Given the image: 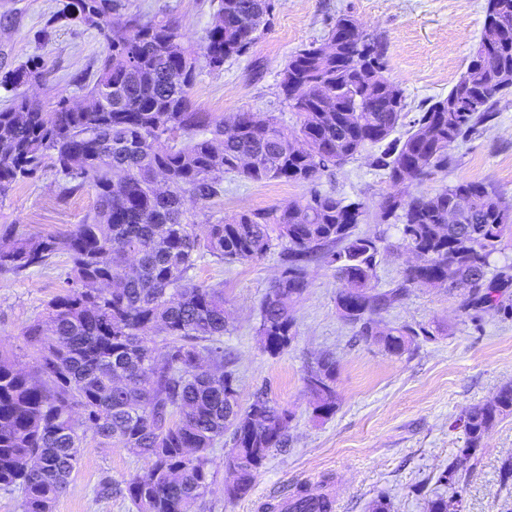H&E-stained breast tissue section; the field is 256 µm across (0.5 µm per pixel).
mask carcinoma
<instances>
[{
  "mask_svg": "<svg viewBox=\"0 0 512 512\" xmlns=\"http://www.w3.org/2000/svg\"><path fill=\"white\" fill-rule=\"evenodd\" d=\"M493 2L495 20L484 24L466 72L394 138L405 98L386 77L363 86L364 73L386 70L383 45L350 39V15L337 17L327 35L338 56L318 55L313 41L281 71L280 92L297 116L289 129L264 112L218 121L189 99L201 66L220 71L249 51L269 23L271 0H219L198 48L182 42L170 19L120 17L122 0H64L57 19L93 27L105 43L95 72L75 80L83 97L104 105L29 98L27 86L41 78L33 59L1 74L10 103L0 109V197L49 167L59 176V198L89 188L96 203L64 233L37 236L11 226L0 237V277L44 268L61 252L70 262L60 292L22 332L36 348L34 369L0 346V490L19 489L23 512H52L91 431L148 460L127 484L137 512H193L211 486L210 453L227 433L233 498L251 491L271 451L286 445L289 415L261 393L240 404L234 358L222 341L224 289L190 276L205 253L233 263L283 245V269L260 305L257 329L271 355L296 335L291 308L313 263L336 269L341 319L391 355L441 331L383 323L415 285L466 289V314L501 306L512 268L493 270L490 258L512 231V203L495 188L462 182L385 197L380 220L399 223V248L419 264L384 291L374 284L383 235L358 232L365 204L318 189L324 172L370 146L382 148L373 164L393 184L419 182L447 167L450 148L492 120L512 94V85L493 82L496 71L512 72V0ZM229 174L306 184L310 194L218 224L189 219L187 202L223 196ZM304 382L315 417L333 415L336 358L318 359ZM509 415L506 385L460 418L462 454L477 456L486 432Z\"/></svg>",
  "mask_w": 512,
  "mask_h": 512,
  "instance_id": "carcinoma-1",
  "label": "carcinoma"
}]
</instances>
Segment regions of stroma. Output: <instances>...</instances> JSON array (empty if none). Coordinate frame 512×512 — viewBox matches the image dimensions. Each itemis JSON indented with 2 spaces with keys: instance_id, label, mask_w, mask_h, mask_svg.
I'll return each mask as SVG.
<instances>
[{
  "instance_id": "obj_1",
  "label": "stroma",
  "mask_w": 512,
  "mask_h": 512,
  "mask_svg": "<svg viewBox=\"0 0 512 512\" xmlns=\"http://www.w3.org/2000/svg\"><path fill=\"white\" fill-rule=\"evenodd\" d=\"M129 11L176 18L185 43L199 44L213 12L211 0H124ZM62 0H0V71L28 58L41 61L35 97L73 95L75 77L96 70L105 51L97 30L56 21ZM352 15L385 48L386 73L403 91L409 117L447 96L465 73L483 30L486 0H277L270 24L249 53L226 62L222 71L202 69L190 91L198 111L224 119L241 110L267 112L286 127L296 116L279 94L280 73L291 53L323 40L336 17ZM378 147L326 171L319 188L362 200L368 211L359 233L378 231L383 198L394 193L384 171L373 166ZM447 170L410 186V193H432L442 185L481 181L512 201V100L501 102L493 120L449 151ZM309 188L281 181L224 179L220 198L193 205L198 223H217L244 210H261L307 198ZM86 189L62 200L57 177L45 170L0 198V227L45 235L81 223L95 205ZM69 260L58 254L46 268L19 278H0V345L23 366L34 349L22 330L42 316L66 277ZM282 271L279 249L264 257L227 263L198 258V282L218 284L231 313L223 340L236 356L234 370L241 402L257 391L287 410L285 447L273 451L257 473L249 495L229 500L224 459L229 438L211 451L214 482L194 512H264L273 496L304 488L328 493L337 512H370L379 494L388 495L390 512H429L436 494H448L437 477L459 460L463 492L448 512H512V487H503L499 467L512 455V415L485 435L477 459H462L465 435L458 418L512 384V314L494 309L464 313L456 289L415 287L385 316L392 324L441 325L434 339L393 356L356 337L336 309L340 283L334 267L313 264L309 287L294 308L297 334L280 354L258 344L259 304ZM325 352L335 354L339 403L333 416L316 418L304 377ZM145 459L126 449L86 438L78 466L53 512H136L127 484L145 470Z\"/></svg>"
}]
</instances>
